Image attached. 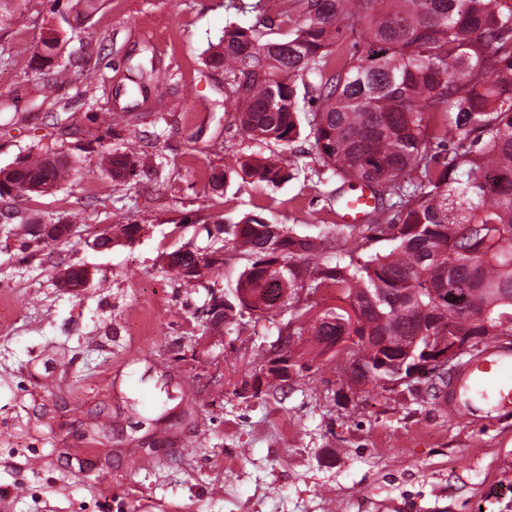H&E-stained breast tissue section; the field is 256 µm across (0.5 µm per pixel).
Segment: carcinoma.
<instances>
[{
  "mask_svg": "<svg viewBox=\"0 0 512 512\" xmlns=\"http://www.w3.org/2000/svg\"><path fill=\"white\" fill-rule=\"evenodd\" d=\"M303 22L285 38L260 40L256 30L229 24L207 50L206 64L224 71L247 134L288 146L299 136L298 77H312L308 125L317 163L336 178L362 181L376 205L370 223L347 225V259L319 264L326 235L301 236L254 215L224 228L231 250L249 262L237 286L241 310L260 309L268 281L284 295L326 280L346 284L344 302L362 317L345 329L341 307L309 327L320 340L369 336L348 351L351 379L380 378L374 348L407 354L414 338L462 331L448 304L450 288L467 292L486 312L480 342L512 336V0H298ZM364 47L326 71L333 47L347 39ZM56 31L42 38L40 59L53 64ZM459 141L448 146V136ZM238 175L276 184L292 172L275 158L241 157ZM408 167L417 182L400 180ZM112 179L132 185L150 173L128 142L107 154ZM64 156L29 158L0 169V196L16 188L46 194L70 176ZM383 186L394 215L382 218ZM384 236L385 254L367 258L363 242ZM166 266L186 288L201 283L222 258L178 249ZM204 265H199V262Z\"/></svg>",
  "mask_w": 512,
  "mask_h": 512,
  "instance_id": "obj_1",
  "label": "carcinoma"
}]
</instances>
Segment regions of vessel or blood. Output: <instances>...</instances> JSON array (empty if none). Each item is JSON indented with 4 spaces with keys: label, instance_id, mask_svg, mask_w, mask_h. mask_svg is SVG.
Segmentation results:
<instances>
[{
    "label": "vessel or blood",
    "instance_id": "vessel-or-blood-1",
    "mask_svg": "<svg viewBox=\"0 0 512 512\" xmlns=\"http://www.w3.org/2000/svg\"><path fill=\"white\" fill-rule=\"evenodd\" d=\"M370 206L367 188L356 187L342 204L340 223H365ZM456 370L461 387L492 395L504 405L512 403V340L499 337L491 340L474 359L457 364Z\"/></svg>",
    "mask_w": 512,
    "mask_h": 512
}]
</instances>
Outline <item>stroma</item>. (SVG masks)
<instances>
[{
	"mask_svg": "<svg viewBox=\"0 0 512 512\" xmlns=\"http://www.w3.org/2000/svg\"><path fill=\"white\" fill-rule=\"evenodd\" d=\"M71 0H31L0 22V168L30 154L66 156L69 181L50 194L0 197V499L8 512H512V406L451 412L426 376L352 382L336 349L280 332L303 307L345 293L327 281L282 312L210 326L214 296L232 299L247 262L224 228L257 214L299 235L338 239L337 193L317 173L307 123L288 149L239 131L223 71L202 53L227 22L277 39L303 20L231 9L229 0H97L70 35ZM61 33L64 83L38 65L48 29ZM131 111L114 134L107 113ZM143 141L154 175L112 180L104 149ZM280 152L291 180L235 173L243 155ZM226 181L212 190L210 177ZM38 215L74 236L23 247L13 232ZM139 234L106 251L87 244L116 224ZM221 250L198 288L165 271L175 249ZM85 288L58 284L66 266ZM289 358L288 377L275 361ZM151 469L131 466L133 456Z\"/></svg>",
	"mask_w": 512,
	"mask_h": 512,
	"instance_id": "35a3bbf8",
	"label": "stroma"
}]
</instances>
